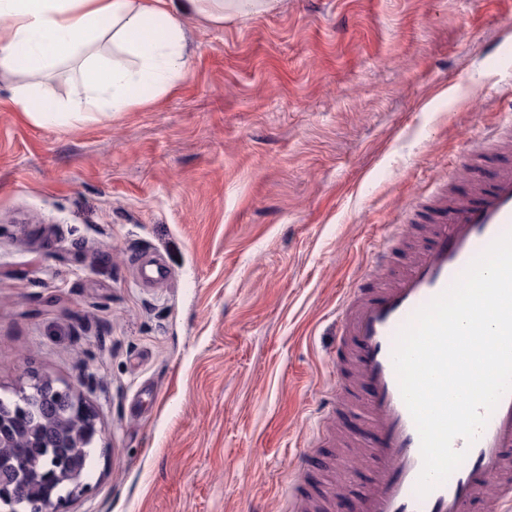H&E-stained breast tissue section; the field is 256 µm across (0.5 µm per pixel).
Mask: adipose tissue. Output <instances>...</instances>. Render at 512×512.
<instances>
[{
	"instance_id": "ef3b65f1",
	"label": "adipose tissue",
	"mask_w": 512,
	"mask_h": 512,
	"mask_svg": "<svg viewBox=\"0 0 512 512\" xmlns=\"http://www.w3.org/2000/svg\"><path fill=\"white\" fill-rule=\"evenodd\" d=\"M275 0H0V70L42 77L72 61L79 77L68 106L51 99L31 108V87L21 89L18 106L39 125L95 118L98 102L125 112L144 102V89L163 92L188 75L178 13L193 9L221 22L257 14ZM110 55L94 50L100 41Z\"/></svg>"
}]
</instances>
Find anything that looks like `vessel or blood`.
Masks as SVG:
<instances>
[{
    "label": "vessel or blood",
    "mask_w": 512,
    "mask_h": 512,
    "mask_svg": "<svg viewBox=\"0 0 512 512\" xmlns=\"http://www.w3.org/2000/svg\"><path fill=\"white\" fill-rule=\"evenodd\" d=\"M505 118L467 157L475 172L469 194L441 190L426 204L430 224L389 225L375 245L384 282L351 288L340 309L334 366L338 398L332 410L356 406L370 429L365 454L371 472L361 487V512H512V392L490 414L474 443L456 438L463 463L426 496L416 484L422 469L420 438L405 405L393 349L400 328L449 287L467 265L501 235L512 232V163L498 164L491 180L481 170L487 151L512 152V93L503 101ZM334 491L295 496L293 512H325Z\"/></svg>",
    "instance_id": "vessel-or-blood-1"
}]
</instances>
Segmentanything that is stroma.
Instances as JSON below:
<instances>
[{
	"label": "stroma",
	"mask_w": 512,
	"mask_h": 512,
	"mask_svg": "<svg viewBox=\"0 0 512 512\" xmlns=\"http://www.w3.org/2000/svg\"><path fill=\"white\" fill-rule=\"evenodd\" d=\"M180 21L187 78L126 112L39 125L0 78V394L36 375L94 409L65 512H289L330 457L339 303L448 168L469 191L512 89V0ZM339 454L351 512L370 463Z\"/></svg>",
	"instance_id": "stroma-1"
}]
</instances>
